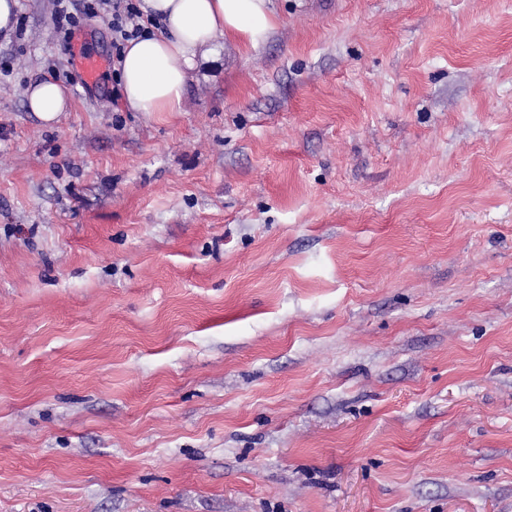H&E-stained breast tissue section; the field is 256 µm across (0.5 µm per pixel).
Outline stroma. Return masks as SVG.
Here are the masks:
<instances>
[{"mask_svg":"<svg viewBox=\"0 0 512 512\" xmlns=\"http://www.w3.org/2000/svg\"><path fill=\"white\" fill-rule=\"evenodd\" d=\"M273 8L147 113L19 0L0 512H512V0ZM27 109L34 112L44 123L52 124L61 113L69 112L71 101L63 88L54 81L42 80L27 90Z\"/></svg>","mask_w":512,"mask_h":512,"instance_id":"35a3bbf8","label":"stroma"}]
</instances>
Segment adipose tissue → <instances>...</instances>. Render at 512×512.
Wrapping results in <instances>:
<instances>
[{"label":"adipose tissue","mask_w":512,"mask_h":512,"mask_svg":"<svg viewBox=\"0 0 512 512\" xmlns=\"http://www.w3.org/2000/svg\"><path fill=\"white\" fill-rule=\"evenodd\" d=\"M145 17L161 31L129 41L119 71L127 108L134 112H179L198 58L230 40L243 51L263 44L277 25L271 0H141ZM71 101L54 81L27 90V109L44 123L58 120Z\"/></svg>","instance_id":"adipose-tissue-1"}]
</instances>
